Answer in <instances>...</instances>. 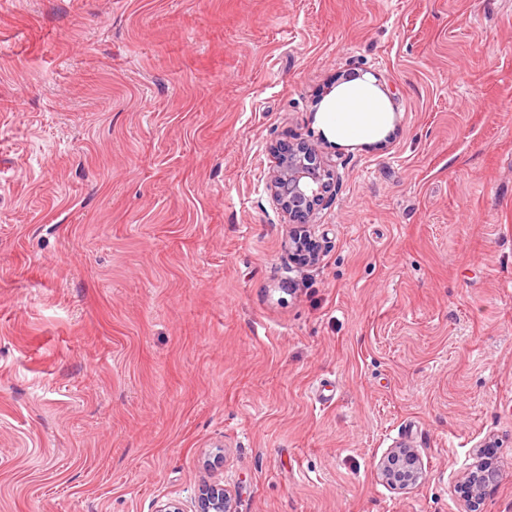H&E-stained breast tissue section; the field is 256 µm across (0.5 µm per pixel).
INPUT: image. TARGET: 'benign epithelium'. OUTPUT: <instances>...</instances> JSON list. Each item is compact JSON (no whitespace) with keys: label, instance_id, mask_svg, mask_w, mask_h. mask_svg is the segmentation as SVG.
I'll list each match as a JSON object with an SVG mask.
<instances>
[{"label":"benign epithelium","instance_id":"benign-epithelium-1","mask_svg":"<svg viewBox=\"0 0 512 512\" xmlns=\"http://www.w3.org/2000/svg\"><path fill=\"white\" fill-rule=\"evenodd\" d=\"M275 159L267 189L279 209L288 217V252L299 264L317 260V247L308 234L309 219L332 194L333 172L325 165L317 148L305 141L279 143L270 148ZM383 481L401 489H412L424 480V472L415 453L396 448L378 463ZM499 471L492 460L481 456L462 488L470 501V512H479L488 488L498 483ZM196 512H237L234 496L220 483H208L199 489Z\"/></svg>","mask_w":512,"mask_h":512}]
</instances>
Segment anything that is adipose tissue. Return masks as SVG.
<instances>
[{
    "label": "adipose tissue",
    "instance_id": "ef3b65f1",
    "mask_svg": "<svg viewBox=\"0 0 512 512\" xmlns=\"http://www.w3.org/2000/svg\"><path fill=\"white\" fill-rule=\"evenodd\" d=\"M325 120L337 137L364 140L377 134L390 116L382 102L364 83L348 84L339 89Z\"/></svg>",
    "mask_w": 512,
    "mask_h": 512
}]
</instances>
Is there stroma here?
<instances>
[{"instance_id":"obj_1","label":"stroma","mask_w":512,"mask_h":512,"mask_svg":"<svg viewBox=\"0 0 512 512\" xmlns=\"http://www.w3.org/2000/svg\"><path fill=\"white\" fill-rule=\"evenodd\" d=\"M486 442L512 512V0H0V512H467ZM390 120L382 102L363 83L347 84L325 113V121L337 138L364 140L377 134ZM270 153L275 166L267 189L293 229L288 233V252L296 263H315L318 252L308 222L332 194L334 174L317 148L305 141L276 144ZM377 468L386 484L401 489L415 488L424 480L418 459L408 448L391 450L379 461ZM196 512H237L234 496L220 483H208L199 489Z\"/></svg>"}]
</instances>
